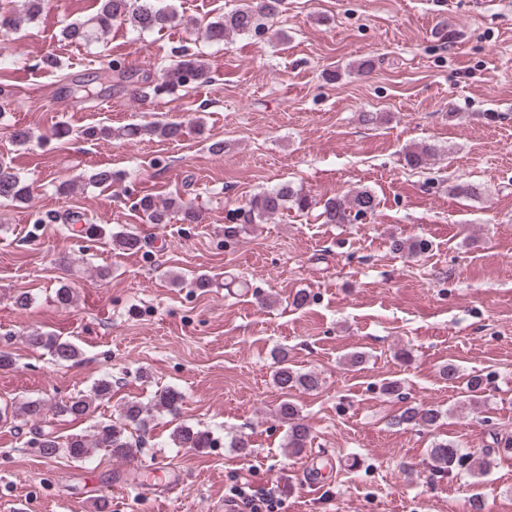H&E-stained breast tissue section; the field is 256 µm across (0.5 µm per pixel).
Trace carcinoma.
Listing matches in <instances>:
<instances>
[{
  "label": "carcinoma",
  "instance_id": "obj_1",
  "mask_svg": "<svg viewBox=\"0 0 512 512\" xmlns=\"http://www.w3.org/2000/svg\"><path fill=\"white\" fill-rule=\"evenodd\" d=\"M286 0H241L234 9L224 14L218 21L210 22L206 27L207 39L222 42L232 34L263 37L270 31L269 22L284 11ZM121 20L127 23L132 32L141 36L145 33L160 32L179 22L175 13L156 5L155 0H101L98 12L83 22L68 24L64 38L74 43L88 44L99 39L112 25ZM21 23V17L0 5V31H14ZM209 70L198 59H181L165 70L160 82L153 86V93L172 94L174 91L191 84L209 81ZM147 131L157 134L168 141H178L184 134V125L180 122H166L143 128L138 125L126 130V136L134 138ZM435 149L430 145L413 147L405 153V161L411 167H421L434 156ZM31 195L30 185L6 163L0 162V199L23 203ZM317 204L312 196L301 189L283 184L254 195L244 207L236 211V223L224 226V238L230 242L239 238L248 224H258L288 210L304 212ZM139 208L147 214L154 224H167L176 217L183 224H196L200 220L198 208L190 201L173 199L163 206L144 197L138 202ZM378 206L377 197L368 190L355 191L343 197L328 198L324 201L320 216L326 224H350L358 217L372 214ZM431 243L424 237L408 239L392 238L390 249L398 253L418 256L429 252ZM27 345L33 350H46L58 363L69 362L79 356V350L71 342L61 340L39 331L26 336ZM274 383L284 393L294 390L314 391L321 380L313 372H298L288 366L287 356L279 358V367L274 374ZM182 395L168 387L155 391L152 404L142 405L129 402L123 406L118 421L97 427L94 438L73 435L65 441L51 432L39 430L38 448L40 454L48 459L65 451L76 462H88L97 448H106L112 455L120 458H133L137 455L138 444L133 442L131 430L146 431L153 410L165 412L173 417L180 413ZM92 400L81 395L71 397L56 405L59 416L74 419L89 414ZM22 413L28 420H43L44 405L40 400H30L22 404ZM277 416L288 424L285 447L300 452L312 441V430L300 415L297 405L289 399L283 400L277 408ZM442 417V411L435 405H410L402 409L394 425H418L432 427ZM177 448H209L214 444L211 432L194 429L190 426L176 427L171 436ZM429 457L434 470L448 473L453 470L468 469L470 473H485L491 460L466 453L449 441H437L429 448Z\"/></svg>",
  "mask_w": 512,
  "mask_h": 512
}]
</instances>
